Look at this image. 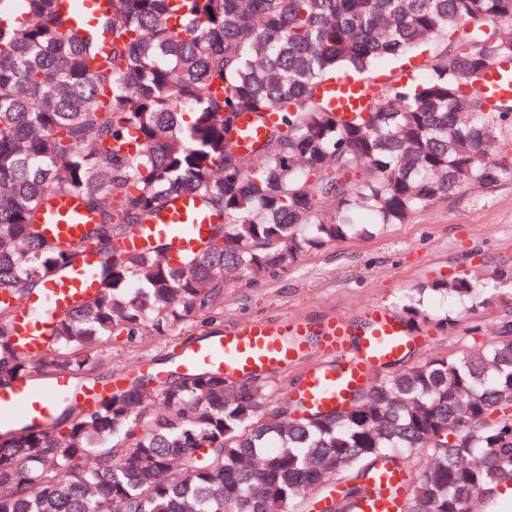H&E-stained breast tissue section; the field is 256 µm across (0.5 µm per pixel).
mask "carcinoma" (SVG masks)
Masks as SVG:
<instances>
[{
	"label": "carcinoma",
	"instance_id": "obj_1",
	"mask_svg": "<svg viewBox=\"0 0 512 512\" xmlns=\"http://www.w3.org/2000/svg\"><path fill=\"white\" fill-rule=\"evenodd\" d=\"M512 58V0H109L94 29L55 0L0 15V288L19 300L101 257L100 291L53 315L38 357L0 304V383L95 375L104 348L214 320L228 277L252 283L441 199L512 181V103L480 90ZM385 74L351 114L326 82ZM249 113L265 137L236 148ZM224 214L194 251L112 250L175 197ZM94 216L48 238L52 199ZM512 268L412 289L470 307ZM268 385L207 370L143 377L94 410L0 438V512H311L360 495L384 463L413 469L405 512H512V324L461 353L386 367L350 405L307 413Z\"/></svg>",
	"mask_w": 512,
	"mask_h": 512
}]
</instances>
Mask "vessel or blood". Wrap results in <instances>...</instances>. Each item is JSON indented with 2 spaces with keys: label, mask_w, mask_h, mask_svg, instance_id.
<instances>
[{
  "label": "vessel or blood",
  "mask_w": 512,
  "mask_h": 512,
  "mask_svg": "<svg viewBox=\"0 0 512 512\" xmlns=\"http://www.w3.org/2000/svg\"><path fill=\"white\" fill-rule=\"evenodd\" d=\"M106 3L107 0H57L61 10L87 28L96 27ZM375 88V79L343 77L326 83L324 92L331 107L350 113L362 106ZM483 91L492 105L512 99V63L492 62L483 76ZM264 135V127L250 116H242L236 145L241 152H248ZM91 221V214L80 200L61 197L45 211L42 229L50 238L74 239ZM223 221V214L204 208L195 195L186 194L120 241L119 247L140 252L161 241L169 245L171 253L183 254L206 238L212 225ZM97 265V256L87 254L75 270L45 282L43 288L15 302L14 340L21 348L32 355L45 351L50 316L97 292ZM364 320V328L358 331L348 318L336 316L317 333L297 318L249 321L185 348L176 365L186 371L206 368L233 378L275 373L296 361L314 341L325 362L311 368L291 395L311 410L333 413L348 405L356 389L369 384L382 363L427 340L425 334L412 332L398 313L387 307L371 306L366 309ZM130 381L127 375L104 382L81 381L62 371L40 382L20 378L2 384L0 435L31 426H49L65 407L93 410L101 399L126 389ZM370 485V491L350 506L349 512H403L407 494L403 468L384 465L371 478Z\"/></svg>",
  "instance_id": "1"
}]
</instances>
